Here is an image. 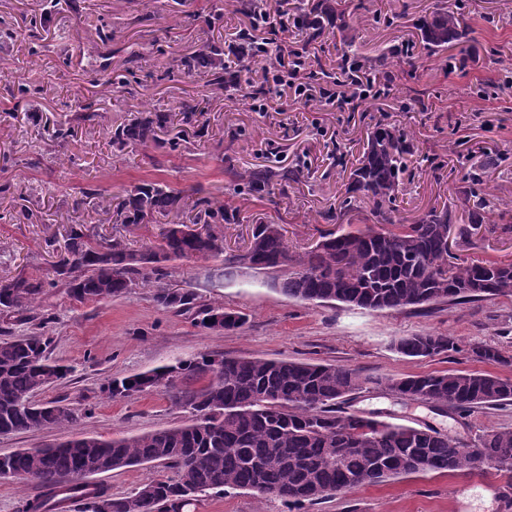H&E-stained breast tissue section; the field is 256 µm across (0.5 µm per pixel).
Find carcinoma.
<instances>
[{"mask_svg":"<svg viewBox=\"0 0 512 512\" xmlns=\"http://www.w3.org/2000/svg\"><path fill=\"white\" fill-rule=\"evenodd\" d=\"M237 3L249 21L266 14L262 0ZM294 12L303 49L333 29L341 33L352 29L354 13L337 0H305ZM416 29L427 49L443 52L463 37V13L458 5L443 7L419 18ZM250 34L249 25L237 34L240 67L236 71L230 73L224 66V43L209 40L174 59L164 77L203 75L212 90L242 91L249 98L257 89L243 73L256 62L265 69L277 65L274 56L256 53ZM381 72L382 92L360 99L357 107L389 91L394 75L387 70L386 57H356L340 71L345 81L359 73ZM179 112L183 123L192 125L202 109L190 98L179 104ZM97 117L93 104L80 105L71 118L44 127L40 136L65 140L74 131L73 123ZM166 120L163 112L136 116L112 131V146L122 150L129 144H153L177 151L183 138L159 137ZM411 153L396 127L376 125L346 188L349 194L361 193L369 199L376 224L326 235L302 255L289 252L280 225L257 224L246 251L234 256L232 264L280 280L282 293L290 298L339 302L370 311L512 297V262L448 261V225L456 220L447 207H433L411 224L393 220L392 203L402 189ZM298 176L296 168H257L245 175L244 191L258 196L274 186L283 190ZM178 206L179 198L164 186L143 183L127 190L116 215L122 224H151L155 216H168ZM194 208L202 230L186 231V224L172 220L146 251L130 249L120 237L103 241L72 226L53 276L32 273L0 281V334L5 335L0 340V435L44 429H62L71 435L60 444L0 454V469L39 489L23 499L18 512H65L69 501L82 505L81 512H190L213 490H249L277 499L293 512L401 475L477 471L471 447L495 464V471L512 472V429L487 430L469 444L428 425L398 424L374 414L359 417L342 408L368 382L439 409L507 406L512 405V376L448 371L370 380L355 369L330 363L204 353L144 373L106 378L99 388L106 400L155 392L190 413L182 425L112 440L78 428L87 410L60 409L67 399L36 400L69 374V368L50 355L47 321L38 322L32 315L50 288L63 290L80 304L101 305L130 288L151 286L158 306L189 315L196 326H205L214 312L224 314L228 330L246 323L245 315L220 301L203 299L195 288L162 283L171 262L217 260L223 254L224 225L234 215L214 197L198 198ZM484 209V200L474 204L468 222L459 225V244L473 245L471 228L485 223ZM31 322L36 323L34 331L11 337L13 326ZM395 349L414 358L460 351L453 338L436 334L403 337ZM470 354L478 361L512 366V356L494 345H475ZM201 379L206 384L193 387ZM148 464L171 468L173 475L152 477L121 496L76 478Z\"/></svg>","mask_w":512,"mask_h":512,"instance_id":"1","label":"carcinoma"}]
</instances>
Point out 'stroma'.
<instances>
[{
    "instance_id": "35a3bbf8",
    "label": "stroma",
    "mask_w": 512,
    "mask_h": 512,
    "mask_svg": "<svg viewBox=\"0 0 512 512\" xmlns=\"http://www.w3.org/2000/svg\"><path fill=\"white\" fill-rule=\"evenodd\" d=\"M218 0H57L42 29L44 48L33 55L22 34L41 0H0V27L15 31L0 48V184L12 186L0 196V280L19 273L49 270L64 248L58 236L70 225L85 233L120 236L135 249L149 247L156 224H117L83 189L101 190L119 202L133 185L157 181L180 197L181 218L195 215L199 197L223 199L233 223L224 227V258L179 261L168 269V284L198 289L205 298L247 317L239 329L217 334L196 327L187 316L159 307L153 291L137 287L95 307L50 291L38 311L48 318L51 356L74 372L43 392L46 400L68 398L91 407L82 429L102 439L170 428L189 414L162 395L142 394L118 401L100 399L108 377H125L206 352L230 357L288 359L343 365L370 377L371 383L345 405L346 411L375 413L404 425H430L473 442L484 431L512 428V405L468 413L440 411L401 399L376 387L374 378L446 370L502 373L497 364L472 358L476 343L493 344L512 354V297L452 305L437 303L401 310L368 311L342 303L309 304L280 292L273 278L248 269L223 273L224 259L248 244L253 225L278 224L291 252L302 253L334 227L319 215L344 207L343 223L361 228L374 223L363 195L348 197L351 166L368 133L378 123H394L413 145L412 162L396 206L397 217L412 223L433 207H448L466 218L467 175L482 168L480 194L489 205L486 224L473 246L461 248V261L512 262V0H463L469 35L463 46L473 60L463 71L446 69L442 55L417 45L413 57L394 67L391 95L368 111L311 107L289 91L274 90L269 108L253 111L242 94L212 95L198 75L163 79L170 57L186 55L208 40L232 44L243 17L236 0L224 5V23L207 22ZM454 0H347L357 19L351 43L341 38L316 42L310 55L335 66L347 50L377 56L415 41L414 22ZM180 25H173V18ZM392 25H385V18ZM112 28V43L98 38L101 25ZM135 60L137 83L116 93L98 85L96 70L110 49ZM42 88L35 102L14 99L19 83ZM199 101L194 125L183 124L180 101ZM97 100L101 117L76 125L71 137L49 142L37 134L73 111L78 101ZM163 112L162 138L178 135L186 150L131 145L116 151L110 132L138 112ZM344 165H337V152ZM280 165L299 167L297 182L257 198L246 195L239 175ZM101 196V197H102ZM452 337L460 352L428 358L397 353L396 341L414 334ZM512 473L410 474L378 485L362 486L323 500L308 512H512L502 497ZM196 512H287L280 501L248 490L210 493Z\"/></svg>"
}]
</instances>
